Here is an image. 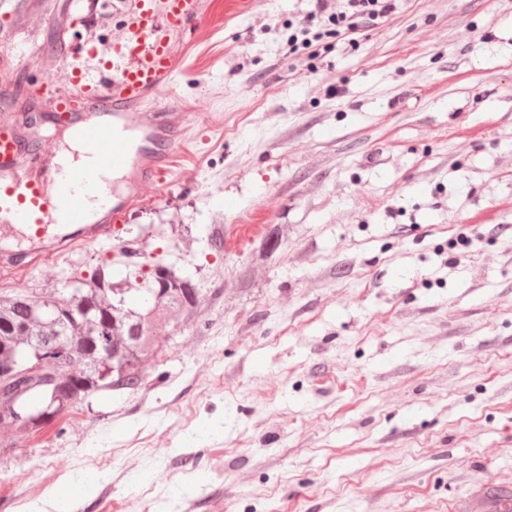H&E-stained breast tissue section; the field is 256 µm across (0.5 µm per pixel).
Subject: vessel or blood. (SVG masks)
Segmentation results:
<instances>
[{"mask_svg": "<svg viewBox=\"0 0 512 512\" xmlns=\"http://www.w3.org/2000/svg\"><path fill=\"white\" fill-rule=\"evenodd\" d=\"M200 17V0H137L107 55L87 43L76 45L63 82L35 87L33 99L67 132L76 156L42 138L35 122L0 115L1 278L21 287L62 250L111 242L115 222L140 202L139 187L163 196L182 146L184 118L131 107L173 86L171 36ZM147 127L157 141L150 153L135 146L137 132ZM117 171L129 174L131 192L117 194Z\"/></svg>", "mask_w": 512, "mask_h": 512, "instance_id": "obj_1", "label": "vessel or blood"}]
</instances>
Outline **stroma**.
<instances>
[{
  "label": "stroma",
  "instance_id": "stroma-1",
  "mask_svg": "<svg viewBox=\"0 0 512 512\" xmlns=\"http://www.w3.org/2000/svg\"><path fill=\"white\" fill-rule=\"evenodd\" d=\"M135 2L0 0V55L29 61L0 65V113L40 115L30 88ZM201 2L172 90L140 106L191 115L169 191L56 266L163 225L140 261L194 274L202 317L168 328L141 391L0 450V512H56L90 472L71 512H456L512 493V0H399L308 50L288 38L313 0ZM274 224L288 237L254 269Z\"/></svg>",
  "mask_w": 512,
  "mask_h": 512
}]
</instances>
